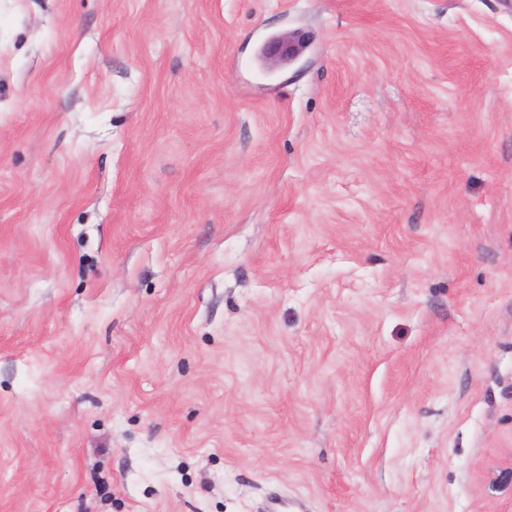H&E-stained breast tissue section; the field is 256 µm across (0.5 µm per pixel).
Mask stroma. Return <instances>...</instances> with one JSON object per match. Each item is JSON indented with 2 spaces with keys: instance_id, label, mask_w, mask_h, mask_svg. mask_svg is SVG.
<instances>
[{
  "instance_id": "35a3bbf8",
  "label": "stroma",
  "mask_w": 512,
  "mask_h": 512,
  "mask_svg": "<svg viewBox=\"0 0 512 512\" xmlns=\"http://www.w3.org/2000/svg\"><path fill=\"white\" fill-rule=\"evenodd\" d=\"M273 497L512 512V0H0V512ZM303 50L300 38L294 34L272 37L261 48L260 57L272 66L290 63Z\"/></svg>"
}]
</instances>
